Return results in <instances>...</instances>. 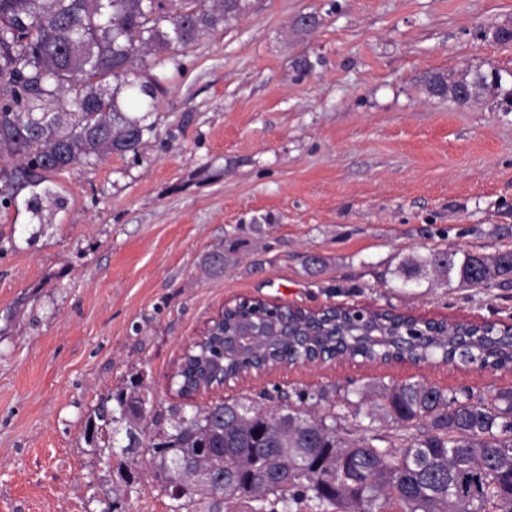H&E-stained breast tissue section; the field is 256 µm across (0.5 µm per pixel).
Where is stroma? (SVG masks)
<instances>
[{
	"mask_svg": "<svg viewBox=\"0 0 512 512\" xmlns=\"http://www.w3.org/2000/svg\"><path fill=\"white\" fill-rule=\"evenodd\" d=\"M512 0H250L168 70L157 134L46 174L0 206V512H172L142 450L107 462L86 425L141 380L153 409L325 391L338 436L364 434L352 389L422 381L491 399L511 370L362 359L278 367L180 397L174 372L226 302L345 305L512 323V288L401 268L435 249L512 250V112L466 106L427 74L512 71ZM239 242L223 275L204 256ZM318 257L307 267V257Z\"/></svg>",
	"mask_w": 512,
	"mask_h": 512,
	"instance_id": "stroma-1",
	"label": "stroma"
}]
</instances>
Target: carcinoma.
Segmentation results:
<instances>
[{"instance_id": "obj_1", "label": "carcinoma", "mask_w": 512, "mask_h": 512, "mask_svg": "<svg viewBox=\"0 0 512 512\" xmlns=\"http://www.w3.org/2000/svg\"><path fill=\"white\" fill-rule=\"evenodd\" d=\"M248 8V0H0V157L15 161L0 169V204L44 172L138 154L155 132L146 119L164 72ZM502 83L503 74L493 79L487 71L425 77L429 95L459 106L489 89L512 106V88ZM237 246L232 239L205 256L210 275L224 274ZM412 266H430L462 287L512 286L511 250L493 257L438 250ZM272 317L260 300L225 309L184 357L181 395L206 388L220 366L226 375L255 371L285 354L302 363L341 356L512 370V329L503 324L345 307L288 308L273 317L288 321L286 334L259 340L250 358L223 356L224 333ZM374 395L377 409L396 421L424 420L425 431L400 448L382 445L379 435L347 443L337 437L336 417L304 408L309 399H326L324 391L298 394L297 405L285 392L275 407L246 398L188 414L171 405L151 419L156 479L172 512H212L216 495L223 512H512V392L489 401L465 388L447 393L410 382ZM148 403L143 386L133 383L105 397L87 427L125 425L127 452L139 445L136 430ZM187 458L224 473V484L209 495L178 490L189 480L179 472Z\"/></svg>"}]
</instances>
